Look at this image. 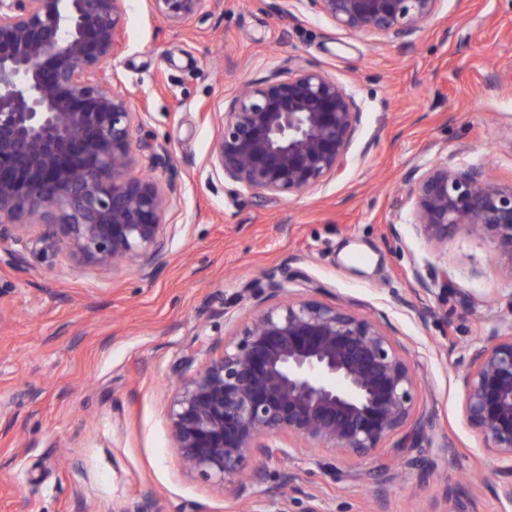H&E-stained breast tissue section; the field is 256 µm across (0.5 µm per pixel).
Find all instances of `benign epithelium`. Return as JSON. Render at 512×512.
Wrapping results in <instances>:
<instances>
[{
    "label": "benign epithelium",
    "mask_w": 512,
    "mask_h": 512,
    "mask_svg": "<svg viewBox=\"0 0 512 512\" xmlns=\"http://www.w3.org/2000/svg\"><path fill=\"white\" fill-rule=\"evenodd\" d=\"M334 26L406 40L437 13L440 0H283ZM180 27L211 0H150ZM126 0H0V244L43 254L64 251L101 271L137 267L145 278L166 264L177 232L167 223L178 181L147 175L166 168L169 148L145 132L144 113L113 87L105 67L123 49ZM216 129L207 164L224 189L269 202L302 196L338 175L362 122L355 95L326 71L274 73L211 113ZM408 223L444 246L458 232L489 240L512 275V183L480 163L437 162L409 170ZM266 286L224 303L232 337L193 373L196 354L177 366L167 409L174 447L190 474L236 499L259 479L257 458L297 447L371 456L397 430L421 431L416 374L375 319L314 298L292 299L288 277L264 272ZM423 325L448 271L413 270ZM251 307L241 322L242 303ZM462 410L487 450L507 463L497 496L512 504V321L467 351Z\"/></svg>",
    "instance_id": "1"
}]
</instances>
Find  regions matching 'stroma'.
<instances>
[{
	"mask_svg": "<svg viewBox=\"0 0 512 512\" xmlns=\"http://www.w3.org/2000/svg\"><path fill=\"white\" fill-rule=\"evenodd\" d=\"M279 0H212L171 28L148 0H129L114 86L148 107L181 183L169 220L180 227L150 279L112 274L68 255L0 252V512H512L494 487L500 463L461 412L468 343L512 319V275L486 239L462 233L434 249L408 223L405 178L453 157L512 182V0H441L413 45L340 31ZM300 65L324 68L361 103L343 173L290 201L230 198L206 165L212 113L245 84ZM447 259L454 286L420 325L411 270ZM288 274L294 297L375 317L416 372V410L435 413L415 436L398 430L371 457L294 448L253 461L248 501L185 472L167 404L188 347L209 358L224 340L223 306L261 273ZM488 296L474 313L458 295ZM209 322V335L198 333ZM386 463L383 483L349 473ZM292 471L299 479L282 488Z\"/></svg>",
	"mask_w": 512,
	"mask_h": 512,
	"instance_id": "1",
	"label": "stroma"
}]
</instances>
